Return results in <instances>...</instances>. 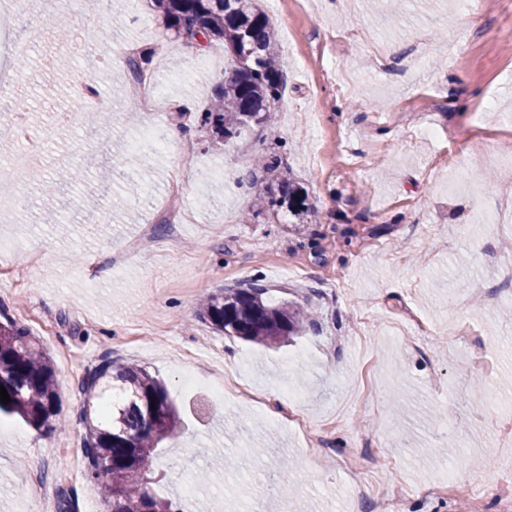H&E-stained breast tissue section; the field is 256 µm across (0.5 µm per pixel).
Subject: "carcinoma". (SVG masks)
<instances>
[{"label": "carcinoma", "instance_id": "1", "mask_svg": "<svg viewBox=\"0 0 512 512\" xmlns=\"http://www.w3.org/2000/svg\"><path fill=\"white\" fill-rule=\"evenodd\" d=\"M166 28L176 37L221 40L227 49L240 47L215 87V100L201 111L200 124L232 140L271 124V112L283 95V74L273 52L271 23L256 0H156ZM152 52L127 61L130 84L140 88ZM279 158L264 153L253 163L252 178L278 167ZM267 206L299 220L314 214L307 191L290 181ZM266 289L226 288L200 304V316L212 328L263 344L295 336L308 320L307 311L274 305ZM0 386L10 401L0 414L51 432L60 425L59 381L53 364L29 330L8 316L0 321ZM78 412L86 427L85 471L103 490L110 512H176L175 503L152 489L154 452L171 438L180 421L166 385L141 366H115L106 360L82 381ZM160 415L150 418L151 407Z\"/></svg>", "mask_w": 512, "mask_h": 512}]
</instances>
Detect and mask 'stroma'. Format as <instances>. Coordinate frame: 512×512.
I'll return each mask as SVG.
<instances>
[{
  "label": "stroma",
  "mask_w": 512,
  "mask_h": 512,
  "mask_svg": "<svg viewBox=\"0 0 512 512\" xmlns=\"http://www.w3.org/2000/svg\"><path fill=\"white\" fill-rule=\"evenodd\" d=\"M82 15L81 56L58 38L59 8L14 0L16 34L39 37L0 90V194L67 159L82 180L0 206V311L27 327L59 378L64 431L0 416V512H85L78 387L106 360L162 380L182 413L155 456L156 492L193 512H502L512 480L490 397L512 405V283L469 293L500 255L512 208V19L500 0H258L285 90L274 127L225 142L175 109L207 108L222 70L185 55L153 0ZM111 37H102V30ZM376 36L384 70L358 69ZM421 43L414 57L410 46ZM156 49L166 112L124 92L116 51ZM22 109L36 139L15 137ZM107 122L93 130L88 116ZM181 126L185 142L137 152L140 128ZM282 146L281 168L241 184L250 156ZM302 184L315 213L252 217L257 197ZM260 280L277 303L314 314L265 345L197 315L223 288ZM289 474H282L283 462ZM361 482L363 496L349 499Z\"/></svg>",
  "instance_id": "35a3bbf8"
}]
</instances>
